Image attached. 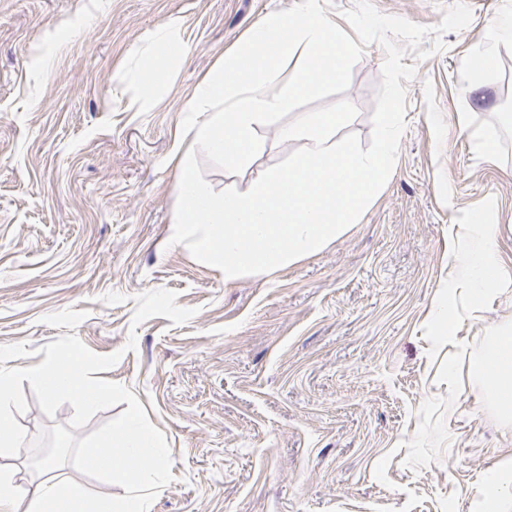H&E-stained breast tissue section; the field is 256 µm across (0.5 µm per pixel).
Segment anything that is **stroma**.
Here are the masks:
<instances>
[{
    "mask_svg": "<svg viewBox=\"0 0 512 512\" xmlns=\"http://www.w3.org/2000/svg\"><path fill=\"white\" fill-rule=\"evenodd\" d=\"M295 0H0V344L37 350L77 335L120 353L103 380L127 386L171 449L173 482L150 512H483L486 478L512 467V422L498 417L476 364L512 331V287L464 319L462 388L437 461L414 471L402 441L425 401L442 398L444 345L424 327L457 268L461 210L496 203L495 252L512 274V118L498 65L478 66L480 36L512 19V0H466L470 25L404 65L406 128L394 170L356 223L274 275L228 282L171 249L182 160V104L221 54ZM454 0H373L384 14L439 24ZM175 23L165 44L158 32ZM385 51L366 46L345 99L347 129L369 147ZM482 83L476 105L468 82ZM262 148L233 175L205 167L215 191L249 190L300 143L259 126ZM168 288L195 309L185 325L133 326L135 296ZM135 350H127L128 341ZM28 437L70 422L40 409L30 383ZM390 457L387 482L375 467Z\"/></svg>",
    "mask_w": 512,
    "mask_h": 512,
    "instance_id": "obj_1",
    "label": "stroma"
}]
</instances>
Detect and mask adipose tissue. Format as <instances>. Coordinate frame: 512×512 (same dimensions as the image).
<instances>
[{"label": "adipose tissue", "instance_id": "adipose-tissue-1", "mask_svg": "<svg viewBox=\"0 0 512 512\" xmlns=\"http://www.w3.org/2000/svg\"><path fill=\"white\" fill-rule=\"evenodd\" d=\"M481 373L489 393L512 392V333L494 334L491 346L481 361ZM166 452L163 441L147 426L138 413H131L124 427L113 434L107 467L125 477L134 490L126 503L94 495L89 488L73 482L55 459L42 461L38 482L28 497L10 472L0 470V512H147L150 493L145 487L147 469L163 465Z\"/></svg>", "mask_w": 512, "mask_h": 512}]
</instances>
